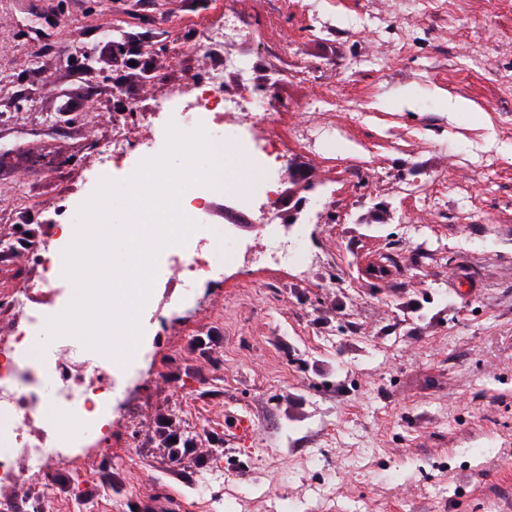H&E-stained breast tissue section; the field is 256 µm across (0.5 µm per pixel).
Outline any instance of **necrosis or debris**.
<instances>
[{
	"label": "necrosis or debris",
	"instance_id": "necrosis-or-debris-1",
	"mask_svg": "<svg viewBox=\"0 0 512 512\" xmlns=\"http://www.w3.org/2000/svg\"><path fill=\"white\" fill-rule=\"evenodd\" d=\"M196 37L190 51L199 59V77L179 84L164 85L161 98L154 104L132 97L133 108L140 112L142 124L138 134L148 151H155L153 115L157 110L172 112V122L184 133L198 127L224 125L228 116L247 112L259 119L254 137L236 134L216 140L213 146L220 155L243 160L256 175L248 191L227 187L216 190L197 186L193 195L181 198L183 212L197 221L199 227L186 245L175 247L177 274L199 280L207 279L222 236L214 227L203 223L218 201L224 200L240 211H250L263 204L258 223L264 225L270 249L275 257L293 267L309 264L311 257L298 240L280 232V209L269 197V187L278 185L291 172L287 151L272 149L276 137L262 126L263 101L251 92L254 64L250 57H221L224 47L240 41L244 28L240 17L227 10L219 16H203L195 21ZM234 72L240 82V93L231 95L225 89L224 75ZM30 249L38 259L29 276L28 288L15 292L7 301L15 323L0 332V415L8 417L7 427H0V437H7L9 450L0 449V484L7 483L24 499L30 512H55V497L48 491L47 475L71 468V449L75 443L70 425H95L99 439H106L112 421V361L109 357L85 347L63 335L51 353L31 358L29 338L39 318L29 308L33 293L54 291L57 280L52 239L32 238ZM24 452L29 464L16 470L13 458ZM18 498V499H19Z\"/></svg>",
	"mask_w": 512,
	"mask_h": 512
}]
</instances>
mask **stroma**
Here are the masks:
<instances>
[{"label": "stroma", "instance_id": "obj_1", "mask_svg": "<svg viewBox=\"0 0 512 512\" xmlns=\"http://www.w3.org/2000/svg\"><path fill=\"white\" fill-rule=\"evenodd\" d=\"M0 0V299L35 264L19 242L75 224L93 194L107 120L134 123L130 95L199 66L196 17L230 9L234 50L254 58L274 127L334 125V156L291 152L283 219L304 193L302 270L252 266L191 287L163 323L140 320L133 368L112 398V451L83 440L56 473L58 512L95 475L135 512H192L208 472L224 512H266L277 489L303 512H512V0ZM108 29L88 54L77 34ZM149 45L148 68L131 43ZM472 113H452L442 97ZM82 185L65 197L67 184ZM225 252L245 250L252 216ZM321 453L325 466L307 459ZM131 455L113 468L110 454Z\"/></svg>", "mask_w": 512, "mask_h": 512}]
</instances>
